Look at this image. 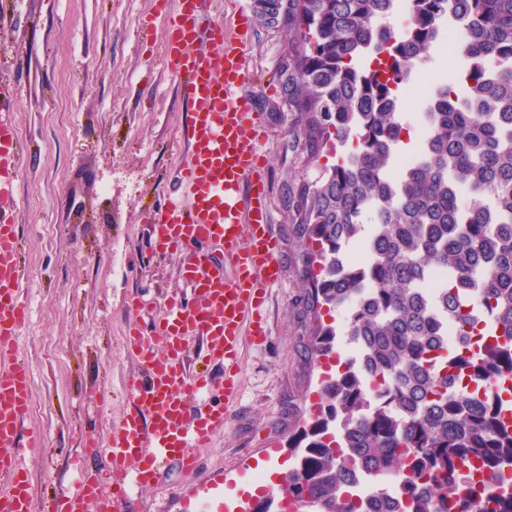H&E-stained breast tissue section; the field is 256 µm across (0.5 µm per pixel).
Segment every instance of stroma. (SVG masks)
<instances>
[{"label":"stroma","mask_w":512,"mask_h":512,"mask_svg":"<svg viewBox=\"0 0 512 512\" xmlns=\"http://www.w3.org/2000/svg\"><path fill=\"white\" fill-rule=\"evenodd\" d=\"M155 0H11L0 19V85L15 87L16 127L27 148L19 270L29 321L20 338L31 373L25 460L33 512H53L78 468L112 488L104 453L129 410L138 371L121 342L131 317L151 325L167 298L193 300L182 255L160 256L149 214L177 189L188 120L178 79L160 59L165 12ZM152 22L144 38L140 27ZM288 29L253 19L242 93L255 104L267 162L268 209L279 240V284L264 306L267 338L244 339L240 392L223 431L199 449V472L168 466L156 485L130 492L117 512H185L222 482L223 512H237L254 474L295 463L288 439L318 401L319 365L305 355L303 248L288 194L314 179L304 137L283 105L279 64Z\"/></svg>","instance_id":"obj_1"}]
</instances>
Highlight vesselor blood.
<instances>
[{
  "instance_id": "obj_1",
  "label": "vessel or blood",
  "mask_w": 512,
  "mask_h": 512,
  "mask_svg": "<svg viewBox=\"0 0 512 512\" xmlns=\"http://www.w3.org/2000/svg\"><path fill=\"white\" fill-rule=\"evenodd\" d=\"M212 2L178 0L169 15L165 55L189 106L187 155L178 175L182 196L150 218L156 247L183 255L181 278L198 299H169L150 329L130 324L125 350L141 375L127 393L131 409L108 443L114 488L101 492L80 474L77 491L63 495L55 512H109L131 488L154 484L167 465L195 471V451L223 429L224 412L211 403L212 381L186 367L190 342L207 339L205 357L223 367L229 405L238 394L244 336L259 344L266 339L261 308L267 288L280 279L279 243L270 231L258 117L239 92L248 76L247 34L211 22ZM14 108V93L0 91V512H32L22 462L37 437L23 429L30 371L19 338L29 306L18 270L22 156ZM215 247L223 258L212 255Z\"/></svg>"
}]
</instances>
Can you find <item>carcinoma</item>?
Returning a JSON list of instances; mask_svg holds the SVG:
<instances>
[{
  "instance_id": "1",
  "label": "carcinoma",
  "mask_w": 512,
  "mask_h": 512,
  "mask_svg": "<svg viewBox=\"0 0 512 512\" xmlns=\"http://www.w3.org/2000/svg\"><path fill=\"white\" fill-rule=\"evenodd\" d=\"M399 1L396 31L383 19ZM260 3L266 23L288 25L280 79L308 163L326 148L340 157L291 200L306 311L346 307L360 357L320 382L290 444L295 466L253 512H283L273 505L284 490L303 512H364L358 473L401 478L403 512H471L478 462L487 512H512V0H288L284 13L281 0ZM447 23L464 34L457 80L422 102L426 135L395 176L397 89ZM358 239L365 258L352 263ZM437 272L447 286L431 292ZM335 339L317 323L308 357L332 356Z\"/></svg>"
}]
</instances>
